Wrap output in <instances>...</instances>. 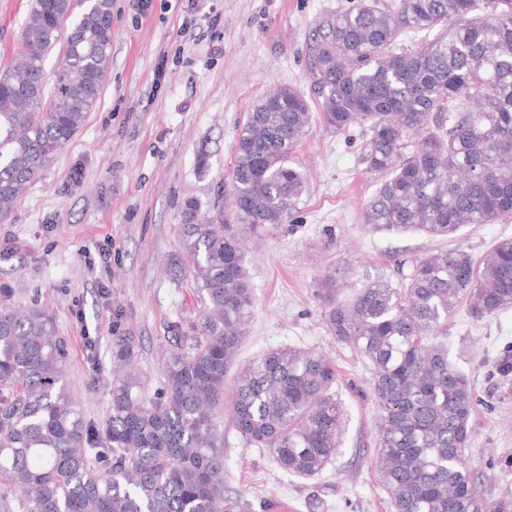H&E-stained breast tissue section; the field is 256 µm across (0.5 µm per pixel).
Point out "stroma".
Returning <instances> with one entry per match:
<instances>
[{
    "label": "stroma",
    "mask_w": 512,
    "mask_h": 512,
    "mask_svg": "<svg viewBox=\"0 0 512 512\" xmlns=\"http://www.w3.org/2000/svg\"><path fill=\"white\" fill-rule=\"evenodd\" d=\"M31 0H0V70L20 46ZM355 0H112V59L101 98L82 127L0 218V288L8 302L44 312L67 345L65 380L87 419L110 405L112 345L130 339L146 394L176 336L195 335L202 308L189 277L171 267L186 200L201 221L235 223L230 174L252 104L290 87L312 113L309 39ZM360 126L339 133L314 122L294 160L305 190L284 223L244 240L255 298L249 333L228 372L264 350L294 346L336 365L343 408L338 447L312 479L224 429V488L242 512H391L377 480L378 411L371 370L325 321L324 282L344 301L373 281L402 287L412 261L455 249L483 258L512 238V218L470 224L455 236L373 231L362 220L377 179L361 162ZM207 168H200V159ZM475 403L469 469L491 500L512 499V389L494 363L512 351V309L474 319L458 303L442 330Z\"/></svg>",
    "instance_id": "stroma-1"
}]
</instances>
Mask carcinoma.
Returning a JSON list of instances; mask_svg holds the SVG:
<instances>
[{
	"mask_svg": "<svg viewBox=\"0 0 512 512\" xmlns=\"http://www.w3.org/2000/svg\"><path fill=\"white\" fill-rule=\"evenodd\" d=\"M417 30L433 36L399 43ZM62 39L48 91L45 62ZM20 44L0 71L1 216L97 105L112 2L31 0ZM308 55L323 124L370 132L361 160L379 181L363 223L446 238L512 217V0H358L314 31ZM312 122L300 93L270 91L235 145L238 223H199L195 202L185 203L179 243L203 310L199 334L164 358L154 397L142 393L134 347L122 339L112 349L107 420L86 419L66 387L67 347L50 318L0 304V512H240L225 494L218 418L254 307L242 240L284 223L303 194L307 176L293 153ZM463 299L476 319L512 309L511 238L479 263L437 251L413 263L404 287L374 281L325 311L331 333L371 365L377 479L393 512H512V501L483 494L464 459L474 393L436 336ZM495 376L512 383V354L497 359ZM335 382L321 354L268 349L237 376L232 427L285 474L312 478L342 428Z\"/></svg>",
	"mask_w": 512,
	"mask_h": 512,
	"instance_id": "carcinoma-1",
	"label": "carcinoma"
}]
</instances>
